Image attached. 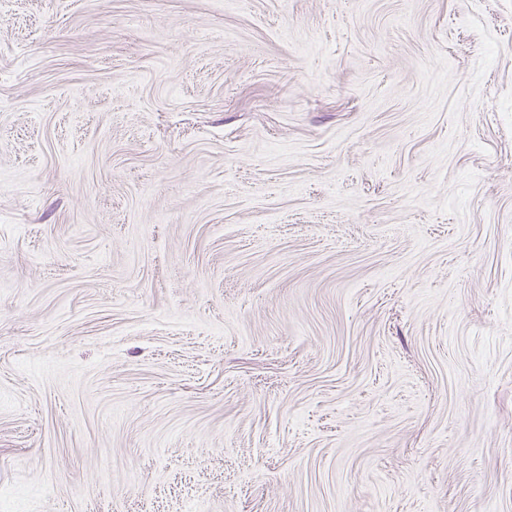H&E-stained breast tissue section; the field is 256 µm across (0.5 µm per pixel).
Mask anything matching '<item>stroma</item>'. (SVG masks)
I'll use <instances>...</instances> for the list:
<instances>
[{
    "label": "stroma",
    "instance_id": "35a3bbf8",
    "mask_svg": "<svg viewBox=\"0 0 512 512\" xmlns=\"http://www.w3.org/2000/svg\"><path fill=\"white\" fill-rule=\"evenodd\" d=\"M0 512H512V0H0Z\"/></svg>",
    "mask_w": 512,
    "mask_h": 512
}]
</instances>
